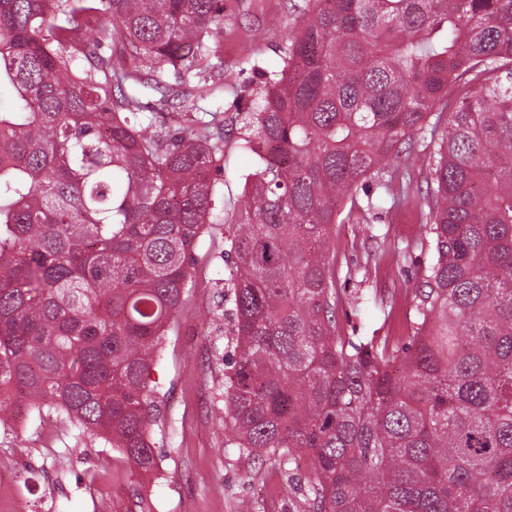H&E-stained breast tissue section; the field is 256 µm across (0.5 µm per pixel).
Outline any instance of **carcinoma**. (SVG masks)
Returning <instances> with one entry per match:
<instances>
[{
	"instance_id": "carcinoma-1",
	"label": "carcinoma",
	"mask_w": 512,
	"mask_h": 512,
	"mask_svg": "<svg viewBox=\"0 0 512 512\" xmlns=\"http://www.w3.org/2000/svg\"><path fill=\"white\" fill-rule=\"evenodd\" d=\"M223 20L224 0H0V401L153 471L149 373L222 223L227 443L309 460L297 512H512V0H313L253 89L257 168L218 219L224 113L200 102L224 87ZM150 83L191 127L154 120ZM431 149L410 332L349 336L340 208L368 180L401 202Z\"/></svg>"
}]
</instances>
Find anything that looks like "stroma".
Listing matches in <instances>:
<instances>
[{
  "mask_svg": "<svg viewBox=\"0 0 512 512\" xmlns=\"http://www.w3.org/2000/svg\"><path fill=\"white\" fill-rule=\"evenodd\" d=\"M307 0H224L218 52L235 75L208 108L224 112L225 124L253 106L263 70L280 65L278 49ZM237 132L224 145V166L213 170L217 208L232 211L245 174L257 161L238 147ZM427 184L415 174L405 200L371 213L359 202L380 197L375 182L345 204L333 234L339 288L364 295L359 310L337 317L357 334L381 330L398 336L413 314V292L433 250L421 236ZM187 289L173 327L162 343L149 386L160 416L152 439L162 454L156 470L135 471L103 439L73 426L50 408L18 412L0 405V512H295L288 475L224 445V359L231 355L224 290V227L211 225L193 253Z\"/></svg>",
  "mask_w": 512,
  "mask_h": 512,
  "instance_id": "stroma-1",
  "label": "stroma"
}]
</instances>
